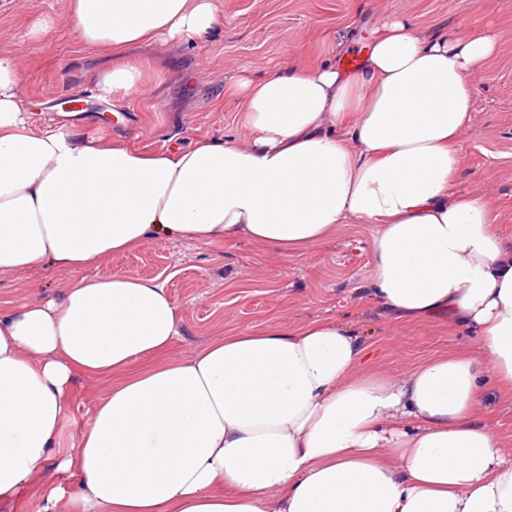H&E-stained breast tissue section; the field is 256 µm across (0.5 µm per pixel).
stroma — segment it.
<instances>
[{
  "label": "stroma",
  "instance_id": "1",
  "mask_svg": "<svg viewBox=\"0 0 512 512\" xmlns=\"http://www.w3.org/2000/svg\"><path fill=\"white\" fill-rule=\"evenodd\" d=\"M223 15L206 38L178 47L157 46L139 59L146 89L119 103L96 98V67L65 15V0H17L0 15V51L15 48L29 24L51 14L59 24L24 55V92L36 126L105 139L123 138L144 151L209 136L246 137L241 113L224 101V84L245 71L281 67L296 55L313 63L333 57L348 35L349 55L361 56L380 16L411 18L422 29L444 32L492 28L498 50L475 84L473 119L461 144L458 185L483 195L500 231L512 239V0H376L358 12V0H217ZM84 100L71 116V96ZM372 224H344L300 255L281 257L250 244H204L164 235L102 261L96 276L164 277L179 302L182 331L170 358L190 357L212 336L251 326L295 327L330 319L366 343L367 373L399 375L440 355L469 354L475 338L451 311L403 318L369 292ZM77 274L44 270L0 274V298L24 304L55 298ZM512 447V394L485 392L479 414Z\"/></svg>",
  "mask_w": 512,
  "mask_h": 512
}]
</instances>
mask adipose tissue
I'll use <instances>...</instances> for the list:
<instances>
[{"mask_svg":"<svg viewBox=\"0 0 512 512\" xmlns=\"http://www.w3.org/2000/svg\"><path fill=\"white\" fill-rule=\"evenodd\" d=\"M66 8L107 62L103 99L142 91L128 49L221 22L216 0ZM497 48L486 29L433 36L388 15L359 70L292 63L230 82L245 142L156 152L37 128L23 57L0 53V273L82 275L161 232L288 256L354 221L377 227L379 302L408 318L451 310L479 336L473 353L365 375L366 346L330 319L170 358L181 308L157 278L0 300V502L35 483V512H512V453L476 418L488 387H512V240L457 187L472 78ZM79 375L107 385L82 424Z\"/></svg>","mask_w":512,"mask_h":512,"instance_id":"ef3b65f1","label":"adipose tissue"}]
</instances>
